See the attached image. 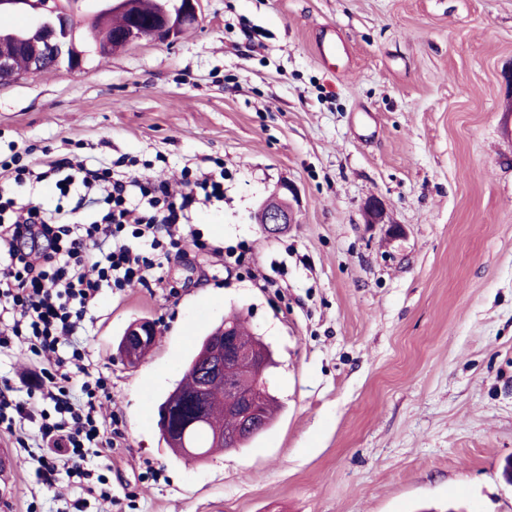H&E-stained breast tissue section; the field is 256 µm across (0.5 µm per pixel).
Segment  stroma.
Masks as SVG:
<instances>
[{
	"label": "stroma",
	"instance_id": "35a3bbf8",
	"mask_svg": "<svg viewBox=\"0 0 512 512\" xmlns=\"http://www.w3.org/2000/svg\"><path fill=\"white\" fill-rule=\"evenodd\" d=\"M103 6L76 14L81 69L0 84V156L170 181L218 158L224 199L191 218L203 248L106 293L80 339L120 432L86 457L110 499L46 488L38 448L0 435V512H512V0H201L174 43L109 56ZM327 25L349 48L332 69ZM282 192L296 221L271 235L257 212ZM232 310L283 410L250 447L175 457L158 407ZM140 318L158 337L133 368ZM157 334L158 330L154 322L147 319L136 320L127 326L124 336H122L119 341L118 347L120 350L122 349L127 336L130 343L135 345L138 341L141 343L144 342L145 336H154L156 338Z\"/></svg>",
	"mask_w": 512,
	"mask_h": 512
}]
</instances>
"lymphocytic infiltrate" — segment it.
Masks as SVG:
<instances>
[{"label":"lymphocytic infiltrate","mask_w":512,"mask_h":512,"mask_svg":"<svg viewBox=\"0 0 512 512\" xmlns=\"http://www.w3.org/2000/svg\"><path fill=\"white\" fill-rule=\"evenodd\" d=\"M40 170L0 160V176L43 180L57 175L61 194L78 189L72 210L62 206L0 201V347L19 342L55 373L39 377L41 400L59 415L39 428L38 476L46 486L83 476L85 447H112L101 413L110 391L105 380L79 381L85 352L65 349V337L84 331L88 313L105 290L148 285L190 236L189 215L204 200H223L224 169L182 176L183 192L165 183L117 173L104 165L45 158ZM0 382V431L19 436L36 413L29 401L11 398Z\"/></svg>","instance_id":"lymphocytic-infiltrate-1"}]
</instances>
